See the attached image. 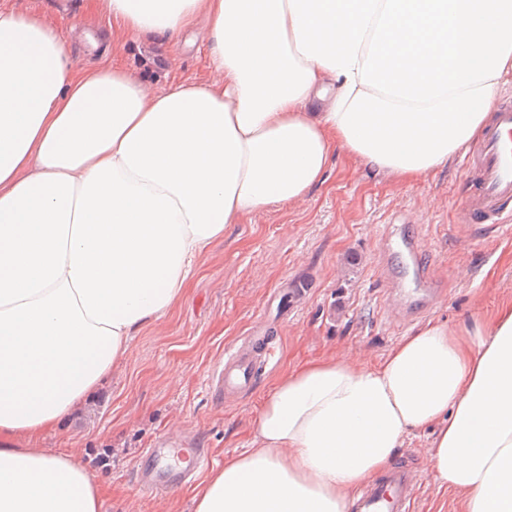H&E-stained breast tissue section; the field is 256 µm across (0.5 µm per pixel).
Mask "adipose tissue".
I'll return each mask as SVG.
<instances>
[{
	"instance_id": "1",
	"label": "adipose tissue",
	"mask_w": 512,
	"mask_h": 512,
	"mask_svg": "<svg viewBox=\"0 0 512 512\" xmlns=\"http://www.w3.org/2000/svg\"><path fill=\"white\" fill-rule=\"evenodd\" d=\"M125 42L207 30L209 77L161 91L81 65L41 14L0 7V512H101L35 447L166 317L228 225L307 198L337 149L412 182L474 140L512 73V0H99ZM257 448L195 512H347L412 434L463 512H512V300L430 322L381 360L278 381Z\"/></svg>"
}]
</instances>
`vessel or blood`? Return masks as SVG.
<instances>
[{
	"label": "vessel or blood",
	"instance_id": "b4317fda",
	"mask_svg": "<svg viewBox=\"0 0 512 512\" xmlns=\"http://www.w3.org/2000/svg\"><path fill=\"white\" fill-rule=\"evenodd\" d=\"M465 168L474 173L476 189L460 215L462 222L500 228L504 212L512 205V104L502 105L495 112L473 160L466 162ZM397 246L411 254L413 288H405L400 270L392 264H384L381 275L392 292L388 318L407 322L435 307L438 276L428 259L413 254L411 239L400 238ZM276 355V347L267 343L226 351L212 370L208 386L212 399L226 401L241 393L253 380L257 362H271ZM136 476L141 491L153 494L168 491L183 474L162 465L159 452L151 449L141 456ZM420 480L411 463H395L353 494L350 512H414Z\"/></svg>",
	"mask_w": 512,
	"mask_h": 512
}]
</instances>
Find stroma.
<instances>
[{
  "mask_svg": "<svg viewBox=\"0 0 512 512\" xmlns=\"http://www.w3.org/2000/svg\"><path fill=\"white\" fill-rule=\"evenodd\" d=\"M53 23L86 66L118 58L138 73L141 47L114 36L99 50L83 34L107 29L97 0H4ZM204 27L173 44L165 59L172 81L207 79ZM475 191L461 159L425 179L398 184L347 152H338L325 181L299 204L275 205L232 224L195 268L170 314L134 336L112 382L55 433L44 448L75 450L103 483L102 512H194L189 484L163 496L139 492L132 470L145 449L178 438L208 449L214 467L253 448V419L271 386L308 362L352 356L375 361L421 327L386 317L388 291L377 267L386 233L412 235L433 255L445 294L429 320L457 323L485 315L512 299V237L484 232L477 248L464 245L471 229L459 223ZM255 335L274 337V362L261 367L250 393L224 404L211 399L207 378L226 350ZM427 436H409L400 457L422 474L416 512H461L458 493L435 481ZM109 452L107 467L95 457Z\"/></svg>",
  "mask_w": 512,
  "mask_h": 512,
  "instance_id": "obj_1",
  "label": "stroma"
}]
</instances>
